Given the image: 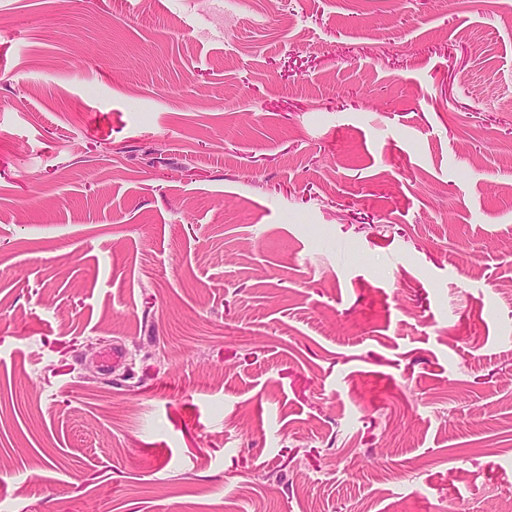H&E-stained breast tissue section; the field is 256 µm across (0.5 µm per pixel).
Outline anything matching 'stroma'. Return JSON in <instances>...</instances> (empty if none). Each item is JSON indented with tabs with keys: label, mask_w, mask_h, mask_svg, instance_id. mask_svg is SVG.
Instances as JSON below:
<instances>
[{
	"label": "stroma",
	"mask_w": 512,
	"mask_h": 512,
	"mask_svg": "<svg viewBox=\"0 0 512 512\" xmlns=\"http://www.w3.org/2000/svg\"><path fill=\"white\" fill-rule=\"evenodd\" d=\"M509 498L507 0H0V512Z\"/></svg>",
	"instance_id": "obj_1"
}]
</instances>
